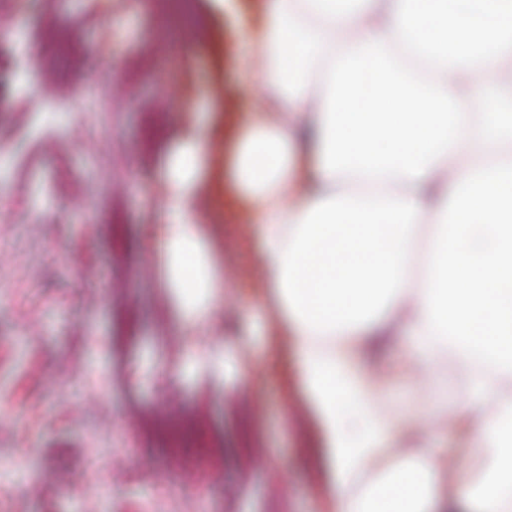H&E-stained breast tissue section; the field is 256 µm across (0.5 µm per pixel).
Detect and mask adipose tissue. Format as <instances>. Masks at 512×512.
Segmentation results:
<instances>
[{
  "mask_svg": "<svg viewBox=\"0 0 512 512\" xmlns=\"http://www.w3.org/2000/svg\"><path fill=\"white\" fill-rule=\"evenodd\" d=\"M242 92L261 88L233 138L224 210L268 276L256 314L292 339L328 464L332 512H505L512 502V0H265L236 16ZM222 119L158 138L159 287L184 310L215 300L224 257L199 201ZM409 330L404 353L436 370L449 343L471 395L480 487L439 488L436 437L359 485L386 448L427 423L382 404L371 343Z\"/></svg>",
  "mask_w": 512,
  "mask_h": 512,
  "instance_id": "ef3b65f1",
  "label": "adipose tissue"
}]
</instances>
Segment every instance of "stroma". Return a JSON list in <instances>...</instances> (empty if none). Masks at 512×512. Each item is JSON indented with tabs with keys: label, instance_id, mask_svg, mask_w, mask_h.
<instances>
[{
	"label": "stroma",
	"instance_id": "obj_1",
	"mask_svg": "<svg viewBox=\"0 0 512 512\" xmlns=\"http://www.w3.org/2000/svg\"><path fill=\"white\" fill-rule=\"evenodd\" d=\"M149 0H0V512H317L327 485L299 464L312 406L282 380L275 319L228 336L184 323L146 260L158 133L236 104L235 65L171 32ZM400 347L384 398L435 408L448 486L485 476L457 423L467 372L412 396ZM249 367L256 381L240 375Z\"/></svg>",
	"mask_w": 512,
	"mask_h": 512
}]
</instances>
